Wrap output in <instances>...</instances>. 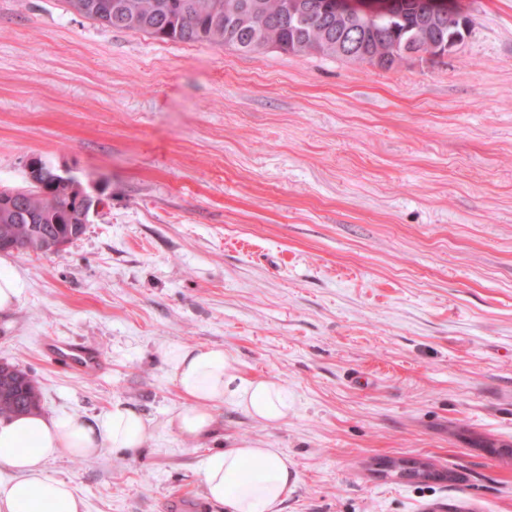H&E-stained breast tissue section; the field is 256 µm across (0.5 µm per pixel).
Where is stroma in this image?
I'll return each mask as SVG.
<instances>
[{
	"mask_svg": "<svg viewBox=\"0 0 512 512\" xmlns=\"http://www.w3.org/2000/svg\"><path fill=\"white\" fill-rule=\"evenodd\" d=\"M454 2L473 20L458 50L383 69L0 0V186L40 156L103 200L60 253L0 254L25 285L0 362L41 414L120 402L150 431L135 454L47 462L82 512H167L183 492V512H224L201 463L241 441L287 455L280 512H512V0ZM171 344L282 384L287 419L220 403L212 437H181ZM387 458L439 477L388 476ZM47 348L57 353L66 365L84 372L95 370L99 365V357L87 347L66 343L60 345L57 341L47 344Z\"/></svg>",
	"mask_w": 512,
	"mask_h": 512,
	"instance_id": "1",
	"label": "stroma"
}]
</instances>
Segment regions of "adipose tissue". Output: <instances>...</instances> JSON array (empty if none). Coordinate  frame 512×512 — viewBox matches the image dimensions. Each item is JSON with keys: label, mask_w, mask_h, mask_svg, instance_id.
<instances>
[{"label": "adipose tissue", "mask_w": 512, "mask_h": 512, "mask_svg": "<svg viewBox=\"0 0 512 512\" xmlns=\"http://www.w3.org/2000/svg\"><path fill=\"white\" fill-rule=\"evenodd\" d=\"M164 357L172 383L189 402L169 420L183 437H210L216 423L209 408L219 403H230L261 423L288 416L285 388L245 378L224 349L172 345ZM147 438L144 420L121 403L90 420L32 413L0 421V512H81L71 484L47 475V461L62 453L93 457L105 448L134 453ZM201 473L207 500L226 512H279L297 481L286 455L248 443L210 453Z\"/></svg>", "instance_id": "1"}]
</instances>
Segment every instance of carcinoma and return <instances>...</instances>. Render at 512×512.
<instances>
[{
  "mask_svg": "<svg viewBox=\"0 0 512 512\" xmlns=\"http://www.w3.org/2000/svg\"><path fill=\"white\" fill-rule=\"evenodd\" d=\"M299 0H68L70 9L101 26L141 33L153 38L184 43L228 46L243 53L276 49L303 57L318 54L336 58V0H314L323 6L307 19L296 16ZM454 27L448 18H429L428 12L406 14L383 27L365 17L347 15V34L358 38L362 50L349 60L389 69L402 60L399 54L376 56L377 44L393 47L414 35L419 48L448 42L472 26L469 16L455 10ZM78 212L75 201L58 193L42 195L34 190L0 207V243L21 253H57L84 233L71 223ZM41 408V395L33 379L18 367L0 364V419Z\"/></svg>",
  "mask_w": 512,
  "mask_h": 512,
  "instance_id": "cac0c4a2",
  "label": "carcinoma"
}]
</instances>
